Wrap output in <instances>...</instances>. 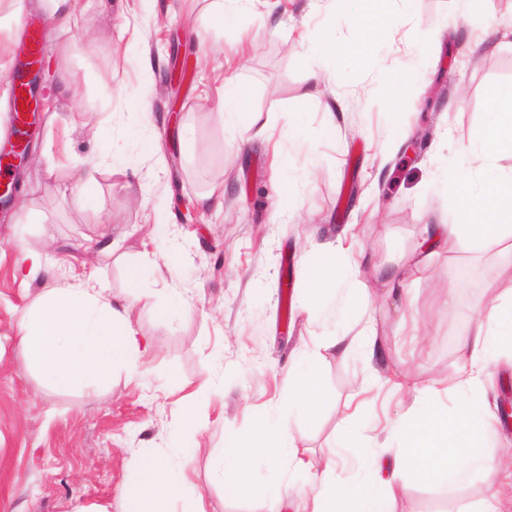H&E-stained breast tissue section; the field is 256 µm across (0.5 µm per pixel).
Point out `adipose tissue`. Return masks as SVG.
I'll return each mask as SVG.
<instances>
[{
    "label": "adipose tissue",
    "mask_w": 512,
    "mask_h": 512,
    "mask_svg": "<svg viewBox=\"0 0 512 512\" xmlns=\"http://www.w3.org/2000/svg\"><path fill=\"white\" fill-rule=\"evenodd\" d=\"M388 2L367 0L366 9L354 17L360 38L346 45V52L368 55L379 32L396 29L397 19L388 10ZM469 150L475 165L460 183L459 196L471 221L424 225L422 246L435 254L464 243L478 246L497 241L505 243L506 254L512 256V169L499 164L502 157H512V119L504 120L499 108H492ZM335 271V248L311 243L303 278L309 298L324 295ZM135 299L131 293L123 300L107 302L100 294L72 288H60L41 298L27 309L18 329L32 370L45 385L57 389L101 385L117 366L135 372L148 349L147 341L128 321ZM462 347L470 366L448 389L459 399L456 410L420 408L400 424L406 446L394 458L390 478L379 476L377 456L369 443L352 445L364 479L353 486H332L314 500L311 512H390L391 502L404 489L400 479L409 473L428 484L455 488L482 475L489 495L473 512H512V470L493 462L486 451L492 415L487 405L469 399L481 385L482 364L512 352V288L479 311ZM288 397L306 412L320 406L323 394L315 354L302 353L289 370ZM290 453L288 434L269 431L261 421L248 432L230 431L217 469L231 490L273 503L276 491L250 481L252 465L259 459L276 469ZM122 499L123 512H168L169 503L176 500L185 502V512H206L203 496L191 491L185 468L172 466L151 448L141 449L135 457Z\"/></svg>",
    "instance_id": "1"
}]
</instances>
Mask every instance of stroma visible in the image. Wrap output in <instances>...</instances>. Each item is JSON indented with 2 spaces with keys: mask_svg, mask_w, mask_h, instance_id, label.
I'll use <instances>...</instances> for the list:
<instances>
[{
  "mask_svg": "<svg viewBox=\"0 0 512 512\" xmlns=\"http://www.w3.org/2000/svg\"><path fill=\"white\" fill-rule=\"evenodd\" d=\"M72 2L75 22L59 29L48 25L50 0H0V91L17 64L16 22L47 28L39 141L19 204L0 213V512H122L131 461L146 447L185 464L207 512H267L263 500L225 494L215 473L229 429L253 427L261 411L289 431L294 456L253 474L280 487L279 512H308L323 487L308 461L330 458L340 476H358L345 462L343 415H354L383 458L405 446L393 423L409 414L411 396L362 394L357 382L402 372L421 389L455 378L468 365L461 334L512 283L491 246L433 256L397 296L374 282L365 307L348 301L357 280L348 270L316 310L302 288L310 241L340 244L349 259L393 274L424 225L464 221L442 177L492 108L491 89L512 86V0H416L404 28L361 61L325 35L353 40L348 19L315 10L314 0H281L270 18L256 0L222 25L211 0ZM316 53L335 84L310 78ZM413 64L423 77L391 110L389 88ZM224 79L248 88L271 142L249 140L242 118L220 117L214 88ZM336 91L344 106L331 118L321 102ZM406 125L429 135L415 161L397 139ZM142 137L156 156L141 153ZM92 159L100 166L86 188L78 175ZM279 171L294 180L293 198L278 196ZM216 186L223 209L200 206ZM160 201L172 217L155 225L146 206ZM101 239L112 252H98ZM31 252L51 269L27 283L20 269ZM132 266L147 270L130 320L151 354L134 376L113 372L99 388L44 386L17 341L25 310L59 288L122 299ZM180 296L189 309L159 319L157 308ZM369 320L380 358L320 351L324 401L311 414L289 405L286 372L297 354L324 335L357 337ZM207 382L220 392L199 398L198 431L173 444L178 402ZM404 482L395 512H467L487 495L480 477L457 489Z\"/></svg>",
  "mask_w": 512,
  "mask_h": 512,
  "instance_id": "obj_1",
  "label": "stroma"
}]
</instances>
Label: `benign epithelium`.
I'll use <instances>...</instances> for the list:
<instances>
[{"instance_id":"1","label":"benign epithelium","mask_w":512,"mask_h":512,"mask_svg":"<svg viewBox=\"0 0 512 512\" xmlns=\"http://www.w3.org/2000/svg\"><path fill=\"white\" fill-rule=\"evenodd\" d=\"M18 56H20L18 73L28 87L23 89L18 86L16 90L22 89L27 93L24 104L29 106V109L21 112L23 134L19 136L17 142L0 150V169L4 168L15 174V180L0 182V210L10 209L17 202L20 179L33 152V127L37 124L38 113L43 108L42 101L35 92L44 73L42 52L26 43L19 49Z\"/></svg>"}]
</instances>
